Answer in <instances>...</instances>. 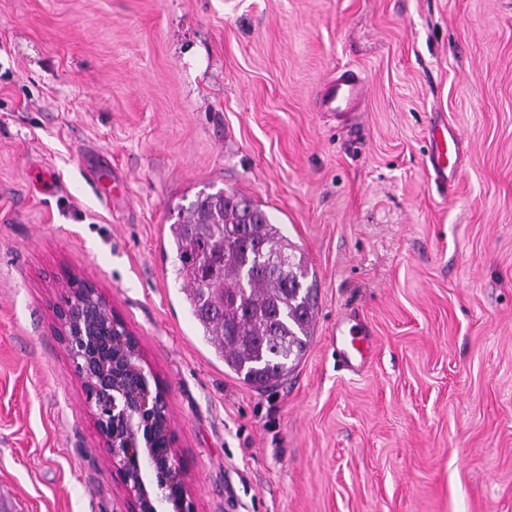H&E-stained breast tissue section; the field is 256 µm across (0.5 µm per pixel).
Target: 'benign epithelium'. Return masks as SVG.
Returning a JSON list of instances; mask_svg holds the SVG:
<instances>
[{
    "label": "benign epithelium",
    "instance_id": "1",
    "mask_svg": "<svg viewBox=\"0 0 512 512\" xmlns=\"http://www.w3.org/2000/svg\"><path fill=\"white\" fill-rule=\"evenodd\" d=\"M56 335L86 390L126 512H196L165 393L138 338L97 287L58 312Z\"/></svg>",
    "mask_w": 512,
    "mask_h": 512
}]
</instances>
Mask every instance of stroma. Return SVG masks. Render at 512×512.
Wrapping results in <instances>:
<instances>
[{
  "instance_id": "1",
  "label": "stroma",
  "mask_w": 512,
  "mask_h": 512,
  "mask_svg": "<svg viewBox=\"0 0 512 512\" xmlns=\"http://www.w3.org/2000/svg\"><path fill=\"white\" fill-rule=\"evenodd\" d=\"M344 73L369 89L354 124L321 104ZM104 159L109 200L84 172ZM220 189L318 290L264 390L211 357L162 251L171 207ZM73 276L139 338L197 512H512V0H0V512L126 510L54 332ZM349 313L376 345L358 372ZM429 166L434 180L440 186L448 189L456 176L457 170V140L448 131V122H434L428 130ZM349 321V317H342L336 321V333L349 336L344 346L336 345L338 359L347 369L363 364L374 349V340L369 331L359 323L346 330Z\"/></svg>"
}]
</instances>
